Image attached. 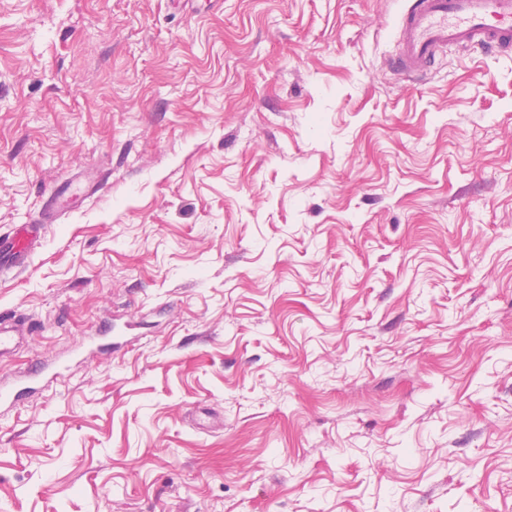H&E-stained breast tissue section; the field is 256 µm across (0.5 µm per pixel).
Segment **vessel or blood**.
<instances>
[{"mask_svg":"<svg viewBox=\"0 0 512 512\" xmlns=\"http://www.w3.org/2000/svg\"><path fill=\"white\" fill-rule=\"evenodd\" d=\"M451 47L495 56L512 53V0H406L395 50L385 66L400 79L419 78ZM98 190L90 179L54 185L41 223L15 225L0 233V274L26 263L45 225L64 215L71 201L93 197ZM31 333L23 316L1 313L0 356Z\"/></svg>","mask_w":512,"mask_h":512,"instance_id":"1","label":"vessel or blood"}]
</instances>
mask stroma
I'll return each mask as SVG.
<instances>
[{"mask_svg":"<svg viewBox=\"0 0 512 512\" xmlns=\"http://www.w3.org/2000/svg\"><path fill=\"white\" fill-rule=\"evenodd\" d=\"M404 7L0 0V229L102 177L0 276V512H512V55ZM394 52L385 60L400 79L427 75L448 48L512 52V0H404ZM32 334V325L18 314H0V357Z\"/></svg>","mask_w":512,"mask_h":512,"instance_id":"obj_1","label":"stroma"}]
</instances>
